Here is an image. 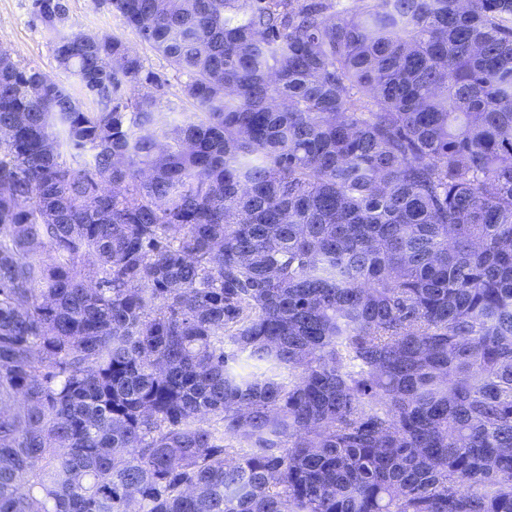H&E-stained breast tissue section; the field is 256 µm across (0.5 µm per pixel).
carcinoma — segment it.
I'll return each mask as SVG.
<instances>
[{
    "mask_svg": "<svg viewBox=\"0 0 512 512\" xmlns=\"http://www.w3.org/2000/svg\"><path fill=\"white\" fill-rule=\"evenodd\" d=\"M111 4L196 111L0 62V512H512V0Z\"/></svg>",
    "mask_w": 512,
    "mask_h": 512,
    "instance_id": "carcinoma-1",
    "label": "carcinoma"
}]
</instances>
